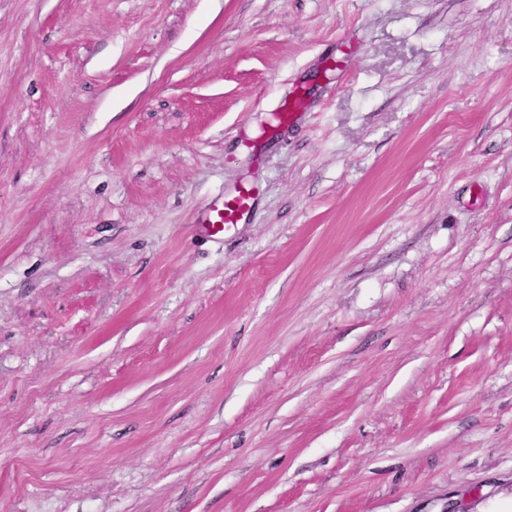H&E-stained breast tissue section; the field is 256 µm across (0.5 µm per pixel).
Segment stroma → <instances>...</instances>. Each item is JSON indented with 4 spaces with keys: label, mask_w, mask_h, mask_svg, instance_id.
Instances as JSON below:
<instances>
[{
    "label": "stroma",
    "mask_w": 512,
    "mask_h": 512,
    "mask_svg": "<svg viewBox=\"0 0 512 512\" xmlns=\"http://www.w3.org/2000/svg\"><path fill=\"white\" fill-rule=\"evenodd\" d=\"M0 512H512V0H0ZM257 197L255 187L239 185L232 192L210 201L200 212L196 225L208 236H220L224 233V226L236 224L240 216L254 205Z\"/></svg>",
    "instance_id": "stroma-1"
}]
</instances>
